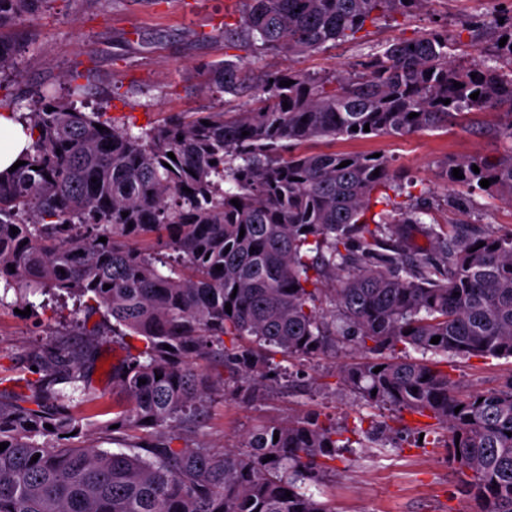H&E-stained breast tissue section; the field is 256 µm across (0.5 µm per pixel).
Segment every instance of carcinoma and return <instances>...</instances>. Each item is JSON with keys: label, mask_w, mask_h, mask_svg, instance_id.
<instances>
[{"label": "carcinoma", "mask_w": 512, "mask_h": 512, "mask_svg": "<svg viewBox=\"0 0 512 512\" xmlns=\"http://www.w3.org/2000/svg\"><path fill=\"white\" fill-rule=\"evenodd\" d=\"M44 2L0 0V79L19 76L17 23ZM247 2L241 21L224 23L225 46L305 54L426 0ZM497 29L491 57L512 61V16ZM459 42L434 29L368 55L358 72L268 73L250 108L178 113L138 134L56 97L16 116L32 143L24 165L0 172V306L11 290L63 293L142 346L112 369L127 402L101 425L134 441L131 453L74 442L73 393L99 399L93 346L34 357L29 394L0 399V512H334L310 491L336 477L348 429L333 419L261 423L222 453L176 443L216 388L199 361L219 358L223 387L248 403L275 381L276 354L301 362L347 346L362 358L336 365L343 388L400 422L433 420L471 512H512V377L460 395L434 360L512 357V232L426 223V189L414 193L385 156L296 151L319 138L446 129L467 110L502 107L499 136L512 141V66L453 60ZM250 81L235 61L211 66L217 93L239 96ZM438 167L450 187L512 202V150ZM415 232L430 242L424 253ZM329 279L338 287L325 288Z\"/></svg>", "instance_id": "cac0c4a2"}]
</instances>
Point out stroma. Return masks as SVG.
<instances>
[{"label":"stroma","mask_w":512,"mask_h":512,"mask_svg":"<svg viewBox=\"0 0 512 512\" xmlns=\"http://www.w3.org/2000/svg\"><path fill=\"white\" fill-rule=\"evenodd\" d=\"M246 0H48L34 17L24 21L27 42L16 58L21 82L0 90V106L28 111L45 94L85 104L87 111L141 131L173 112L232 109L238 101L208 87L210 64L224 60L225 21H238ZM512 14V0H426L411 16L381 20L368 27L358 42L339 41L320 51L291 55L267 49L242 54L240 63L255 76L269 71L298 70L313 76L358 67L367 54L397 40L431 29L457 32L471 28L482 40L457 44L455 60L479 67L497 30L494 21ZM91 76L87 90H77L73 71ZM500 112L472 114L468 125H449L403 137H372L307 143L310 152L379 153L394 167L428 190L429 209L438 223L458 224L483 233L512 230V204L482 194L448 187L437 175L436 161L469 155H501L512 144L496 131ZM25 303L9 294L0 307V393H25L35 354L52 348L72 350L93 343L99 361H110L93 384L102 394L97 408L101 422L112 417L121 393L112 387L113 366L125 359L124 341L112 336H84L70 329L73 301L46 297L37 313L24 315ZM346 348L337 357L302 364L288 358L278 363L289 375L288 384L269 389L260 399L242 403L223 393L212 396L197 427L185 432L188 443H205L215 452L239 444L258 422L292 415L316 414L335 418L348 427L360 420L388 421L389 410L370 408L337 384V360L356 359ZM456 390L488 391L512 376V358L456 359L447 368ZM444 436L427 434L417 446L410 433L391 434L345 449L349 468L339 471L327 492L336 512H465L458 476L449 464Z\"/></svg>","instance_id":"35a3bbf8"}]
</instances>
